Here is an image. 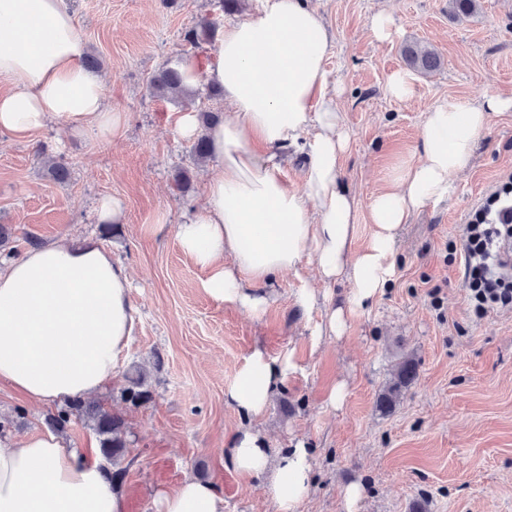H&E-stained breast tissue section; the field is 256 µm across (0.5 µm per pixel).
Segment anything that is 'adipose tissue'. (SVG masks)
Here are the masks:
<instances>
[{
	"mask_svg": "<svg viewBox=\"0 0 512 512\" xmlns=\"http://www.w3.org/2000/svg\"><path fill=\"white\" fill-rule=\"evenodd\" d=\"M87 44L64 0H0V133L24 137L61 120L74 134L109 143L125 124L108 102L101 77L81 65ZM333 51L311 0H258L252 15L225 27L216 61L191 62L186 88L200 79L222 86L226 112L212 126L214 172L175 239L203 271L197 286L214 301L261 318L278 276L314 266L320 289L297 295L305 310L322 307L318 337L341 338L349 318L388 288L398 232L426 204L447 198L452 178L470 165L491 115L512 111V94L490 93L475 106L439 104L425 114L419 158L389 168L371 197L370 237L354 246L357 203L341 184L350 149L340 87L330 86ZM305 163L304 187L289 184L284 153ZM351 293L337 302L336 285ZM127 266L92 237L29 248L0 271V383L28 400L80 401L114 376L134 328ZM293 368L290 356L254 347L225 403L241 417L264 414ZM225 454L240 473L265 478L277 512H296L313 482L304 442L277 452L260 430L239 427ZM0 512H125L112 471L59 437L27 434L0 440ZM157 512H224L210 481L186 478L160 496Z\"/></svg>",
	"mask_w": 512,
	"mask_h": 512,
	"instance_id": "obj_1",
	"label": "adipose tissue"
}]
</instances>
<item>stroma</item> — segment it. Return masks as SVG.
I'll return each mask as SVG.
<instances>
[{
	"instance_id": "obj_1",
	"label": "stroma",
	"mask_w": 512,
	"mask_h": 512,
	"mask_svg": "<svg viewBox=\"0 0 512 512\" xmlns=\"http://www.w3.org/2000/svg\"><path fill=\"white\" fill-rule=\"evenodd\" d=\"M334 34L327 63L351 148L342 182L353 194L355 246L371 234L372 192L399 158L412 154L428 110L473 105L512 90V0H477L455 18L448 0H314ZM88 51L100 64L105 94L127 124L109 145L71 136L49 123L28 140L0 134V224L15 230L6 248L20 257L62 237L98 236L126 265L135 326L117 374L93 397L124 417L129 447L113 488L126 512H156L160 493L192 476L218 484L224 512H275L263 478L227 465L228 435L240 423L224 403L244 356L260 345L296 365L257 420L271 450L304 439L315 482L298 512H512V305L477 316L464 287L462 226L485 199L512 182V112L493 116L478 137L470 167L453 180L447 200L426 205L406 224L394 278L369 310L357 313L340 339H314L321 308L295 302L314 287L309 271L286 273L269 288L261 319L224 306L196 286L202 272L179 248L173 226L202 199L210 164L192 157L178 131L185 108L223 110L200 83L190 98L150 93L154 72L177 62L207 66L211 42L191 45L185 33L201 20L225 26L250 15L255 0L222 11L219 0H65ZM390 15L396 34L375 38L372 18ZM435 50L440 70L415 73L414 97L386 92L388 77L407 70V44ZM63 159L66 182L52 179L43 156ZM187 172V191L175 186ZM119 199L124 221L105 234L95 207ZM417 377L401 388L391 411L378 400L396 383L404 361ZM144 375L152 400L141 407L121 392ZM340 408L326 398L338 381ZM51 404L23 401L0 384V440L47 433ZM363 493L349 508L346 491Z\"/></svg>"
}]
</instances>
